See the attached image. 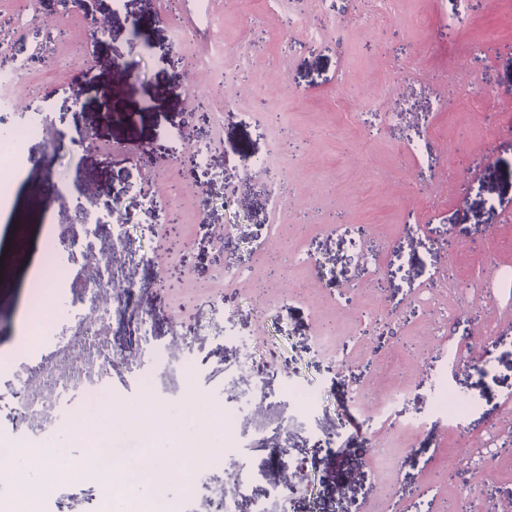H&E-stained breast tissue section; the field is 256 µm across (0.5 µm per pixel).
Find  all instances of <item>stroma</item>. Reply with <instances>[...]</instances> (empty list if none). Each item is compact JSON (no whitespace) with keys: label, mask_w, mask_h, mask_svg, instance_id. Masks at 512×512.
<instances>
[{"label":"stroma","mask_w":512,"mask_h":512,"mask_svg":"<svg viewBox=\"0 0 512 512\" xmlns=\"http://www.w3.org/2000/svg\"><path fill=\"white\" fill-rule=\"evenodd\" d=\"M295 10L304 28L283 30ZM355 0H0V51L37 56L10 93L52 91L47 118L20 150L31 162L0 199V444L16 481L35 483L28 449L72 459L79 403L52 427L21 421L10 394L17 363L52 365L79 348L74 297L58 289L37 344L18 346L50 239L81 237L75 203L112 202L126 225L114 252L109 400L159 397L168 429L191 440L188 386L224 414L219 454L195 488L175 486L186 512L217 495L238 512H503L512 454L482 455L490 424L512 416V0H391L388 19L353 22ZM186 67L174 66L176 57ZM469 84L472 110L448 93ZM390 94L369 112L362 96ZM110 86L112 114L98 108ZM206 111L193 112L191 87ZM100 132L99 148L82 137ZM465 143L475 167L451 149ZM207 146L208 168L179 171L176 154ZM153 151L151 167L133 154ZM268 157L290 185L280 209L244 157ZM66 183L65 195L49 192ZM153 196L145 209L142 191ZM184 249H169V211ZM181 270L174 288L155 281ZM134 286L150 312L149 342L119 303ZM264 288L256 299V288ZM457 310L455 327L441 314ZM460 346L459 362L448 358ZM465 405L432 414L440 388ZM304 480L278 494L283 465ZM108 494L57 483L40 512H102Z\"/></svg>","instance_id":"1"}]
</instances>
